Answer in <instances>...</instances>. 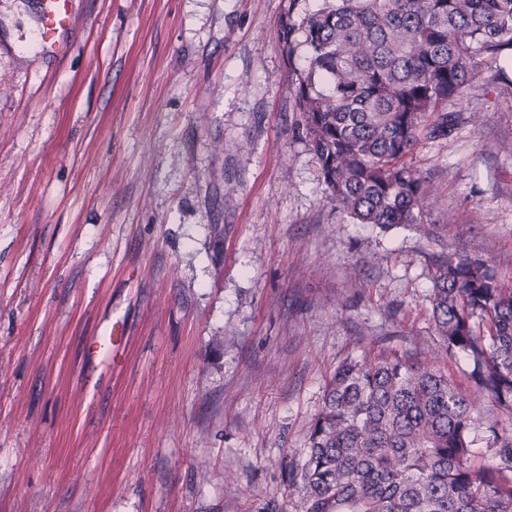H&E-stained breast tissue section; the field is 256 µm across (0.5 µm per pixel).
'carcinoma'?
Masks as SVG:
<instances>
[{
  "label": "carcinoma",
  "instance_id": "cac0c4a2",
  "mask_svg": "<svg viewBox=\"0 0 512 512\" xmlns=\"http://www.w3.org/2000/svg\"><path fill=\"white\" fill-rule=\"evenodd\" d=\"M277 35L337 207L359 224H419L431 186L402 159L447 137L448 103L512 50V0H282ZM431 319L476 389L512 415V284L482 260L445 259ZM476 411L429 364L396 352L342 362L308 437L303 512H512V430L488 426L504 465L475 463Z\"/></svg>",
  "mask_w": 512,
  "mask_h": 512
}]
</instances>
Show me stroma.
<instances>
[{
  "instance_id": "1",
  "label": "stroma",
  "mask_w": 512,
  "mask_h": 512,
  "mask_svg": "<svg viewBox=\"0 0 512 512\" xmlns=\"http://www.w3.org/2000/svg\"><path fill=\"white\" fill-rule=\"evenodd\" d=\"M58 60L0 0V512H302L336 367L429 360L443 256L512 282V50L406 162L421 224L336 207L295 110L281 0H76ZM123 321L122 361L89 343ZM436 366L512 425L460 354Z\"/></svg>"
}]
</instances>
